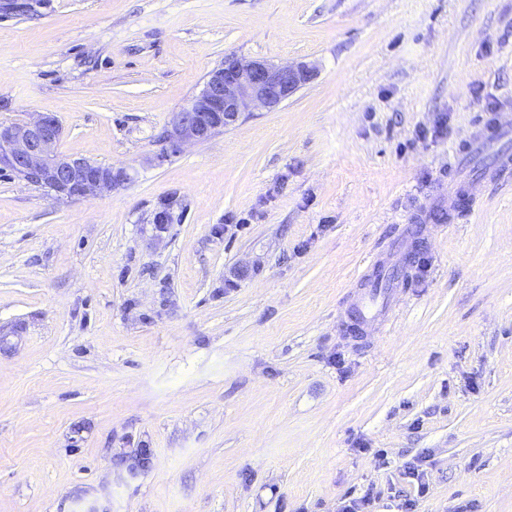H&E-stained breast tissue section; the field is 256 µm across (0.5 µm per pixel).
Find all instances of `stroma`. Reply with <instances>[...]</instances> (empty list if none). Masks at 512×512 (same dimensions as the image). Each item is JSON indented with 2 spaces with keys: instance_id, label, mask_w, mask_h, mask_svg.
<instances>
[{
  "instance_id": "obj_1",
  "label": "stroma",
  "mask_w": 512,
  "mask_h": 512,
  "mask_svg": "<svg viewBox=\"0 0 512 512\" xmlns=\"http://www.w3.org/2000/svg\"><path fill=\"white\" fill-rule=\"evenodd\" d=\"M30 2L0 122L134 178L0 169V512H512V178L448 201L512 118V0ZM228 55L318 76L167 151ZM62 127L38 114L21 122L0 123V166L19 179L47 188L60 199H91L132 181L127 169H112L61 154ZM510 137H512V120L502 122L495 118L474 134L469 144L463 148V153L475 159L487 149L495 148L500 142ZM386 288L374 287L363 295L357 305L358 318L363 322L381 320L386 313L390 294Z\"/></svg>"
}]
</instances>
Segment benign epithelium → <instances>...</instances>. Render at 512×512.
<instances>
[{"label": "benign epithelium", "mask_w": 512, "mask_h": 512, "mask_svg": "<svg viewBox=\"0 0 512 512\" xmlns=\"http://www.w3.org/2000/svg\"><path fill=\"white\" fill-rule=\"evenodd\" d=\"M316 75V67L310 62L276 64L227 56L208 73L202 91L174 113L165 143L170 151L177 152L186 144L204 142L237 126L253 109L278 107ZM61 135L59 122L43 114L21 122L0 123V167L60 199H91L132 181L127 169L61 154Z\"/></svg>", "instance_id": "benign-epithelium-1"}]
</instances>
